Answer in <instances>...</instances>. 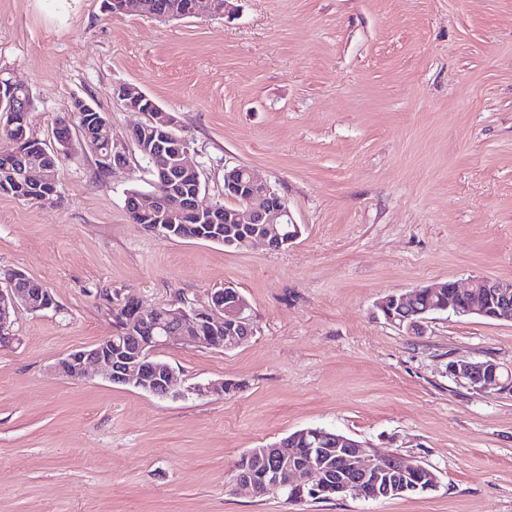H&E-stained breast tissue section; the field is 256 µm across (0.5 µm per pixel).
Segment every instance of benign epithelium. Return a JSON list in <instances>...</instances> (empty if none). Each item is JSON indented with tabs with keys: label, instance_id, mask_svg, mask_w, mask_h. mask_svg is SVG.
Wrapping results in <instances>:
<instances>
[{
	"label": "benign epithelium",
	"instance_id": "1",
	"mask_svg": "<svg viewBox=\"0 0 512 512\" xmlns=\"http://www.w3.org/2000/svg\"><path fill=\"white\" fill-rule=\"evenodd\" d=\"M117 95L124 100L128 110L139 112L136 101L145 96L139 89L121 85ZM145 124L157 127L155 140L146 147L150 155H162L165 142L174 136V116L158 109L145 112ZM82 148L92 153L99 166L112 171L127 164L125 147L112 142L107 135L106 148L99 147L98 134L87 128L79 130ZM189 147L178 150L175 168H162L153 182L149 194L135 197L133 205L142 213H152L166 204L167 190L173 175L180 172L198 173L187 162ZM224 196L233 200L237 210H224V224L214 227L206 240L231 246L241 244L251 247L256 242L268 248H283L300 236L301 230L293 218L288 201L266 181L248 172L247 179L237 181L224 174ZM199 193H194L184 203V210L200 219L213 213L218 205L202 207L198 204ZM253 224L264 228L256 231ZM15 280L9 287L0 289V347L7 346L12 337L9 328L12 316L20 306L39 311L56 306L53 296L45 288H16ZM247 304L235 290H220L211 294L207 305L196 307H171L161 320L158 310H145L138 301H132L129 335L113 333L83 350L74 351L59 359L53 371L69 379H82L95 368H102L109 379L119 385L149 392L166 398L188 396L206 397L224 392V383H195L178 392L172 391L173 371L170 365L157 358L156 351L174 339L182 343L204 344L224 349L243 344L254 334L253 325L246 315ZM448 314L455 317L478 316L490 320L512 321V281L475 277L465 288L448 283ZM439 311L434 307L417 313L409 321L386 320L401 330L422 333L427 316ZM207 327V336H187L190 328ZM448 375L474 384V389H495L500 394L512 392V372L503 373V367L491 360H453L448 364ZM336 453V461L342 463V471L332 472L323 461L325 451ZM263 476L257 478L249 470L236 471V483L249 487L254 494L262 495L270 487L301 490V495L318 497L326 489L345 497L357 493L367 499L402 495L408 491L423 492L437 487L436 474L425 466L407 459L386 457L367 444L336 434L313 435L302 430L287 441L264 449ZM420 477L414 484L403 476Z\"/></svg>",
	"mask_w": 512,
	"mask_h": 512
}]
</instances>
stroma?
<instances>
[{"label":"stroma","mask_w":512,"mask_h":512,"mask_svg":"<svg viewBox=\"0 0 512 512\" xmlns=\"http://www.w3.org/2000/svg\"><path fill=\"white\" fill-rule=\"evenodd\" d=\"M160 21L101 0H0V72L30 89V134L82 99L106 112L127 167L62 158L59 200L0 194V288L19 270L56 307L18 308L0 347V512H512V396L448 374L457 359L512 369V322L447 314L422 334L377 304L439 282L512 280V0H230ZM131 84L176 119L201 179L254 170L300 236L273 251L168 239L133 223L153 173L116 94ZM236 289L255 328L232 350L179 341L157 356L160 398L103 373H53L113 332L112 308L202 306ZM324 427L419 463L435 490L291 501L253 495L233 467L253 448Z\"/></svg>","instance_id":"obj_1"}]
</instances>
